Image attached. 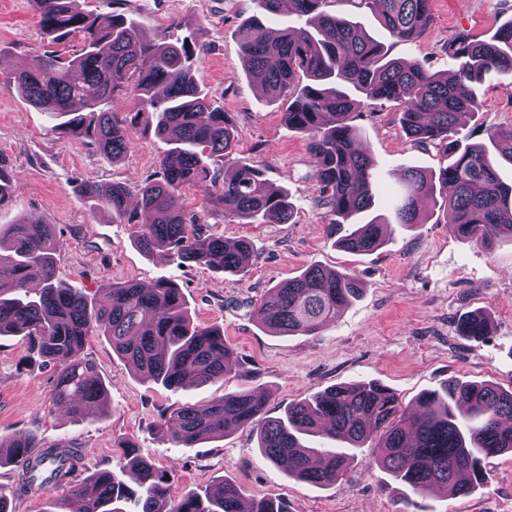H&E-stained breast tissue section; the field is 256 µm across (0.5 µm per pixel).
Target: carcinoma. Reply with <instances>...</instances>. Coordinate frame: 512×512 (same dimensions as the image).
<instances>
[{
	"instance_id": "1",
	"label": "carcinoma",
	"mask_w": 512,
	"mask_h": 512,
	"mask_svg": "<svg viewBox=\"0 0 512 512\" xmlns=\"http://www.w3.org/2000/svg\"><path fill=\"white\" fill-rule=\"evenodd\" d=\"M332 0H255L240 44L245 74L267 95L289 93L283 112L288 126L304 134L319 184L329 237L352 254H370L386 241L390 224L361 218L374 205L375 162L359 149L361 130L350 116L360 100L397 106L400 124L414 144L433 147L446 161L438 171L407 168L394 210L396 223H423V206L439 190L447 197L448 225L462 239L489 243L512 237V185L498 164L512 165V126L488 134L489 143L457 138L462 115L480 107V85L491 71L512 76V20L490 38L464 31L448 42L452 67L433 72L418 61L389 57L388 49L359 23L326 10ZM373 11L394 42L418 41L431 23L432 0H349ZM37 24L59 41L80 34V53L65 59L54 51L35 56L13 74L24 100L56 120L52 130L94 145L101 156L120 159L133 136L154 132L168 145L158 174L136 189L88 182L83 196L112 219L134 224L138 211L151 215L135 242L145 254L166 253L181 265L208 266L230 275L245 272L253 255L246 239L228 241L186 222L173 200L185 186L197 187L207 208L247 224H287L293 218L288 190L273 187L261 167L236 162L232 175L220 163L233 154L236 135L229 114L214 106L193 73L203 49L186 39L147 43L124 13L107 20L83 10L78 0H33ZM294 15L304 21L274 35L265 20ZM307 83L295 84L297 75ZM133 87L138 108L116 112V92ZM63 243L54 225L23 220L0 226V335L27 338L43 362L56 366L55 404L76 422L105 416L108 389L95 366L80 356L89 336H104L129 368L167 389L201 386L224 378L235 350L216 327L194 324L181 289L160 279L151 288L134 281L105 285L99 304L57 276ZM363 292L350 272L307 267L269 289L260 303L262 325L288 336L316 334ZM458 331L476 342L488 334L482 313L466 314ZM263 394L227 392L208 404L184 403L162 415L160 429L176 446L222 437L228 429L256 430L261 457L301 481L329 486L342 476L352 455L315 448L306 439L325 435L361 448L379 435L373 461L413 494L442 489L466 497L487 483L489 459L512 454V389L450 379L404 408L377 381L339 384L288 403L281 417L265 416ZM0 467L15 468V485L0 487V512L9 496L65 488L78 512H124L137 497L140 512H286L270 498H249L222 480L202 493L175 500L168 475L141 457L129 441L125 467L139 476L134 491L110 470L87 471L77 448L47 446L35 436L3 439Z\"/></svg>"
}]
</instances>
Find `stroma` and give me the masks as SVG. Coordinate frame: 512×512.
I'll return each mask as SVG.
<instances>
[{"mask_svg": "<svg viewBox=\"0 0 512 512\" xmlns=\"http://www.w3.org/2000/svg\"><path fill=\"white\" fill-rule=\"evenodd\" d=\"M82 8L111 16L123 12L140 24L143 40L191 36L205 49L196 79L229 113L236 129L235 155L258 162L265 179L286 187L294 216L287 224H238L205 211L200 192L181 190L177 205L206 233L248 239L254 256L244 275L178 265L161 254L147 257L135 246L136 225L112 221L94 209L81 188L93 182L134 188L158 169L167 148L154 134L131 139L123 157L104 160L94 146L53 132L43 113L27 105L11 76L48 50L77 55L82 38L49 43L36 26L30 0H0V166L20 177L0 199V224L39 220L54 225L63 241L57 273L64 282L96 290L113 281L145 285L159 278L177 283L195 324L216 326L235 349V368L216 383L176 391L137 377L106 337H88L82 357L92 361L108 388V412L93 424L73 421L53 405V365L26 367L24 337H0V436L33 434L43 443L79 448L87 466L121 473L120 445L128 440L168 474L172 498L220 480L237 483L250 497L283 501L288 512H512V455L491 459L488 482L467 497L432 491L406 507L405 489L374 464L365 444L337 484L314 487L264 462L257 438L244 427L195 447L175 446L156 430L162 414L186 402L205 403L241 389L267 395L266 414H283L289 402L339 383L376 380L404 405L451 378L512 387V239L490 245L454 235L443 200L426 205L427 221L407 230L394 224L400 177L410 166L438 170L434 149L410 142L389 103H362L351 116L364 132L376 163L373 214L392 220L387 243L368 255L334 246L317 204L318 186L306 137L288 128L274 102L242 70L239 47L254 0H79ZM332 12L354 14L366 31L388 44L395 58L449 69L445 47L457 32L486 39L512 19V0H432V22L419 42L395 43L370 10L352 11L332 0ZM503 77L490 73L481 105L460 129L469 142L484 143L491 128L512 125V98ZM319 265L355 273L363 294L336 321L314 335L278 336L259 322L262 297L277 283ZM481 311L491 328L483 341L460 336L459 318Z\"/></svg>", "mask_w": 512, "mask_h": 512, "instance_id": "1", "label": "stroma"}]
</instances>
